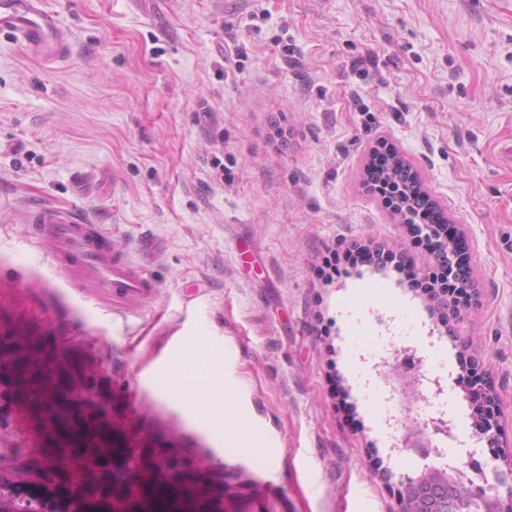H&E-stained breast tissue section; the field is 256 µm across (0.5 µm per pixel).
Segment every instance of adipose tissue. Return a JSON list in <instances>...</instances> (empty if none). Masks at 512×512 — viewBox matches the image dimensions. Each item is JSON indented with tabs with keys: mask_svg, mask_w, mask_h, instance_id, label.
<instances>
[{
	"mask_svg": "<svg viewBox=\"0 0 512 512\" xmlns=\"http://www.w3.org/2000/svg\"><path fill=\"white\" fill-rule=\"evenodd\" d=\"M161 398L182 405L192 420L230 453H246L257 463L270 454L264 437L248 426L236 398L224 384V360L202 337L188 339L152 382Z\"/></svg>",
	"mask_w": 512,
	"mask_h": 512,
	"instance_id": "1",
	"label": "adipose tissue"
}]
</instances>
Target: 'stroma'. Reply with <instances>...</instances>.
<instances>
[{"label":"stroma","instance_id":"35a3bbf8","mask_svg":"<svg viewBox=\"0 0 512 512\" xmlns=\"http://www.w3.org/2000/svg\"><path fill=\"white\" fill-rule=\"evenodd\" d=\"M68 57L30 59L0 32V356L16 339L82 365L120 443L195 465L223 512H395L404 475L491 472L512 448V0H46ZM288 132L286 145L273 138ZM387 141L454 224L475 301L441 319L414 280L435 265L413 225L363 188ZM82 209L158 283L106 307L40 250L33 204ZM412 278L321 260L353 244ZM224 356L276 456L223 454L149 381L181 343ZM424 402L387 384L404 354ZM473 362L497 408L476 433L456 378ZM449 411L467 448H399Z\"/></svg>","mask_w":512,"mask_h":512}]
</instances>
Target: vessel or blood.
<instances>
[{
  "instance_id": "b4317fda",
  "label": "vessel or blood",
  "mask_w": 512,
  "mask_h": 512,
  "mask_svg": "<svg viewBox=\"0 0 512 512\" xmlns=\"http://www.w3.org/2000/svg\"><path fill=\"white\" fill-rule=\"evenodd\" d=\"M0 31L11 34L26 52L43 63L64 59L70 36L45 0H0ZM41 227L39 244L60 261L67 283H93L113 307L126 308L134 298L150 297L157 286L152 274L128 256L104 245L105 231L87 223L73 208L37 207L31 215Z\"/></svg>"
}]
</instances>
